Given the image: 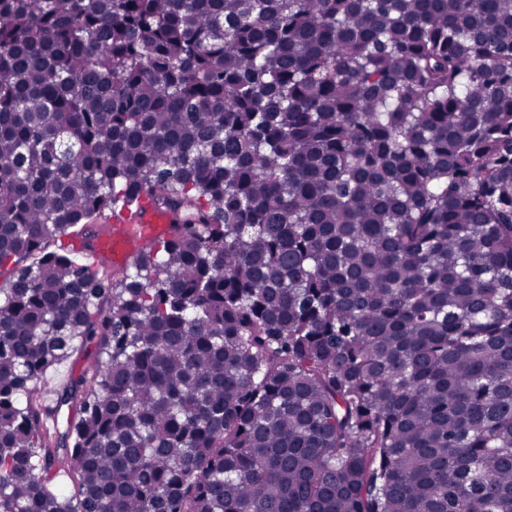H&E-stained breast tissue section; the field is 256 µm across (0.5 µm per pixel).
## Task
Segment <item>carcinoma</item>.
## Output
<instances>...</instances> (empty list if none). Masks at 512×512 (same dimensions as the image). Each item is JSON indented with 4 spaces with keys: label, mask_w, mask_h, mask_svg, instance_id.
I'll return each mask as SVG.
<instances>
[{
    "label": "carcinoma",
    "mask_w": 512,
    "mask_h": 512,
    "mask_svg": "<svg viewBox=\"0 0 512 512\" xmlns=\"http://www.w3.org/2000/svg\"><path fill=\"white\" fill-rule=\"evenodd\" d=\"M2 275L0 512H512V0H0ZM134 240L122 226L112 229V234L103 236L94 250V254L107 257L113 262H122L134 247ZM94 352L93 344L88 345L85 349L78 350L71 358L63 364L51 369L47 373V378L44 384L45 393H49L52 397L53 391L65 385L72 378H76L85 368L87 362Z\"/></svg>",
    "instance_id": "obj_1"
}]
</instances>
